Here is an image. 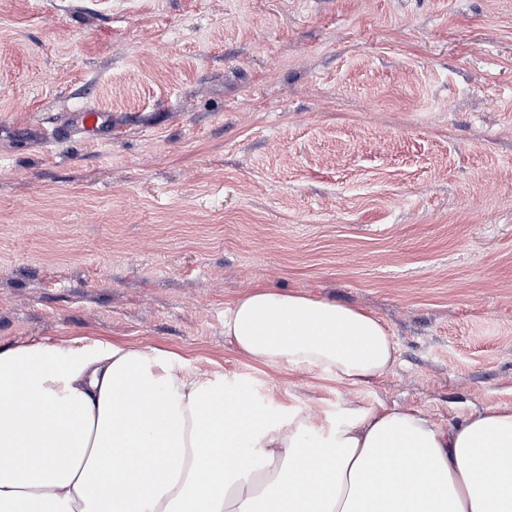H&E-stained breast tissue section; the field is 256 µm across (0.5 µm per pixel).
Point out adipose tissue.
I'll list each match as a JSON object with an SVG mask.
<instances>
[{
    "instance_id": "1",
    "label": "adipose tissue",
    "mask_w": 512,
    "mask_h": 512,
    "mask_svg": "<svg viewBox=\"0 0 512 512\" xmlns=\"http://www.w3.org/2000/svg\"><path fill=\"white\" fill-rule=\"evenodd\" d=\"M224 334L256 364L349 385L396 356L371 315L264 286ZM131 391L145 408L117 427ZM0 396V512H512V405L449 426L357 405L271 418L173 354L105 341L0 349Z\"/></svg>"
}]
</instances>
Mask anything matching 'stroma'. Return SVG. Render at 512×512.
Masks as SVG:
<instances>
[{
	"instance_id": "stroma-1",
	"label": "stroma",
	"mask_w": 512,
	"mask_h": 512,
	"mask_svg": "<svg viewBox=\"0 0 512 512\" xmlns=\"http://www.w3.org/2000/svg\"><path fill=\"white\" fill-rule=\"evenodd\" d=\"M1 83V347H154L266 414L512 405V0H0ZM257 286L395 364L253 363ZM224 334L256 364L316 369L348 385L383 375L396 359L391 337L371 315L264 286L224 310Z\"/></svg>"
}]
</instances>
